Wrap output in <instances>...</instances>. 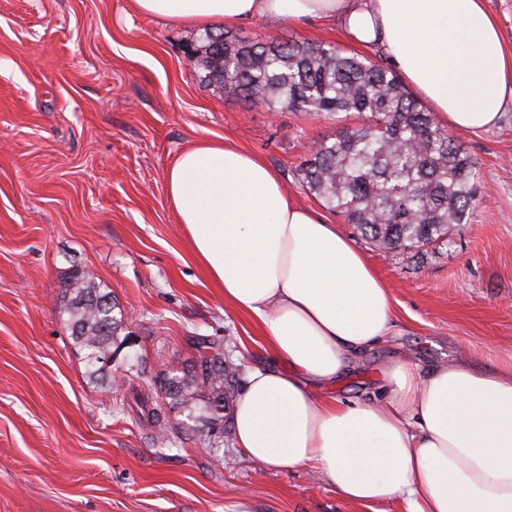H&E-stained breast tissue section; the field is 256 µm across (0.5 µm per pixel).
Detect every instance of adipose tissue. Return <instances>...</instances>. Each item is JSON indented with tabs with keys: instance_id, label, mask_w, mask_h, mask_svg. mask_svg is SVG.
<instances>
[{
	"instance_id": "ef3b65f1",
	"label": "adipose tissue",
	"mask_w": 512,
	"mask_h": 512,
	"mask_svg": "<svg viewBox=\"0 0 512 512\" xmlns=\"http://www.w3.org/2000/svg\"><path fill=\"white\" fill-rule=\"evenodd\" d=\"M187 26L338 20L377 46L449 127L482 133L512 109V55L485 0H133ZM167 197L224 299L259 321L234 443L279 470L315 469L345 500L406 512H512V358L433 367L402 358L380 397L332 389L358 355L396 333L389 292L336 225L287 196L262 161L219 141L184 151Z\"/></svg>"
}]
</instances>
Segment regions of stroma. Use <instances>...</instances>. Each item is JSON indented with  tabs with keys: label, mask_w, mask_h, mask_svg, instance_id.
<instances>
[{
	"label": "stroma",
	"mask_w": 512,
	"mask_h": 512,
	"mask_svg": "<svg viewBox=\"0 0 512 512\" xmlns=\"http://www.w3.org/2000/svg\"><path fill=\"white\" fill-rule=\"evenodd\" d=\"M252 37L327 42L353 54L337 22L237 25ZM199 28L137 12L132 0H0V512H405L399 500L345 501L311 469L213 454L168 411L159 443L131 412L220 338L237 365L262 362L259 324L225 302L171 209L165 174L203 140L251 153L293 199L311 147L362 117L273 112L201 81L185 52ZM482 195L448 245L386 254L341 216L329 223L389 289L397 334L357 359L334 391L379 394L380 372L409 357L430 367L475 351L512 355V110L479 135L456 133ZM82 268L125 313L106 382L62 321L60 293ZM141 369H131V356Z\"/></svg>",
	"instance_id": "35a3bbf8"
}]
</instances>
